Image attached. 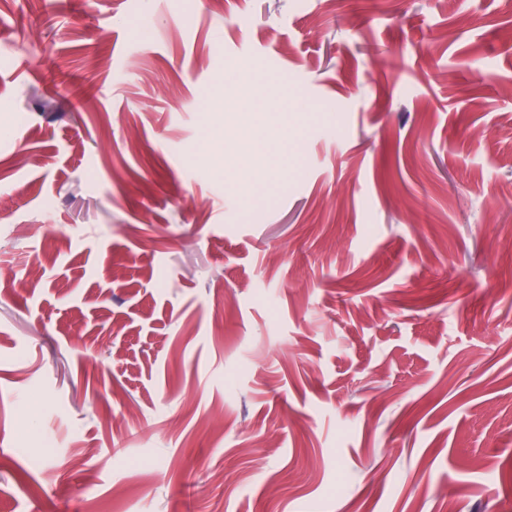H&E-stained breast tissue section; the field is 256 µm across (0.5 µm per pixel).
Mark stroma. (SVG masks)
<instances>
[{
  "instance_id": "35a3bbf8",
  "label": "stroma",
  "mask_w": 512,
  "mask_h": 512,
  "mask_svg": "<svg viewBox=\"0 0 512 512\" xmlns=\"http://www.w3.org/2000/svg\"><path fill=\"white\" fill-rule=\"evenodd\" d=\"M186 4L0 0V512H512V0Z\"/></svg>"
}]
</instances>
